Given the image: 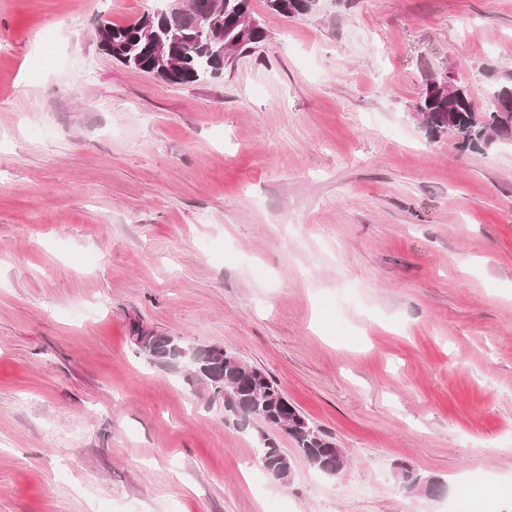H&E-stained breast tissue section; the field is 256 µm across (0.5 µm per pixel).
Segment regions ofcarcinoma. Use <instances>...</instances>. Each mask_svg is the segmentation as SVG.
Here are the masks:
<instances>
[{"label": "carcinoma", "instance_id": "carcinoma-1", "mask_svg": "<svg viewBox=\"0 0 512 512\" xmlns=\"http://www.w3.org/2000/svg\"><path fill=\"white\" fill-rule=\"evenodd\" d=\"M193 29L184 34L177 43L179 58L172 63V72L165 80L176 84L194 83L208 75L210 29L207 17L215 8V0H190ZM316 0H268V7L286 18L306 16L314 10ZM224 12V43H230L237 29L248 25L247 40L238 44L243 52L266 37L259 19L252 16L250 0H222ZM156 17H143L127 25L103 23L98 27V39L112 36V58L128 68L152 73V52L148 44L137 39L139 31L166 37L178 28L176 22L158 30ZM448 74L443 73L429 80L425 91L414 105V111L427 112L430 120L424 124L426 132L436 135L448 132L459 147L486 145L492 137L512 131V112L497 109L502 86L494 87L490 108L484 112L475 109L471 96L461 89L464 106L457 115V123L448 129V91L431 90L433 84H443ZM132 344L151 362L171 363L174 358L167 354L165 345L185 347L179 336L158 334L142 327L133 328ZM192 379L204 383L210 391L211 400L224 410V419L243 426L250 421L263 424L268 432L260 435L257 455L267 474L279 482L292 477V464L288 454L280 448L278 437L291 438L308 464L325 476H335L346 466V457L329 436L312 427L298 408L288 400L280 384L260 369L242 363L235 355L224 352V363L217 374L192 369ZM399 478L408 487L433 494L441 483L425 479L406 463L395 466Z\"/></svg>", "mask_w": 512, "mask_h": 512}]
</instances>
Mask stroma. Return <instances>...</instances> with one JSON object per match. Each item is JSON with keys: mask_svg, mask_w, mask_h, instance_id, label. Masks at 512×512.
<instances>
[{"mask_svg": "<svg viewBox=\"0 0 512 512\" xmlns=\"http://www.w3.org/2000/svg\"><path fill=\"white\" fill-rule=\"evenodd\" d=\"M155 6L0 0V512H512V149L411 116L444 67L487 109L512 0H251L265 40L188 84L98 45ZM135 324L271 375L346 467L284 438L270 478ZM316 1L317 0H268V7L283 17L294 18L312 13ZM130 340L140 353L145 355L152 363L157 364L179 362L167 354L165 350L166 342L168 346L175 345L181 348H188L179 336L158 334L151 330H145L143 327H134ZM399 478L409 488L423 491L426 494L433 495L435 489L442 484L432 479H424L413 468L406 463H398L395 466Z\"/></svg>", "mask_w": 512, "mask_h": 512, "instance_id": "35a3bbf8", "label": "stroma"}]
</instances>
